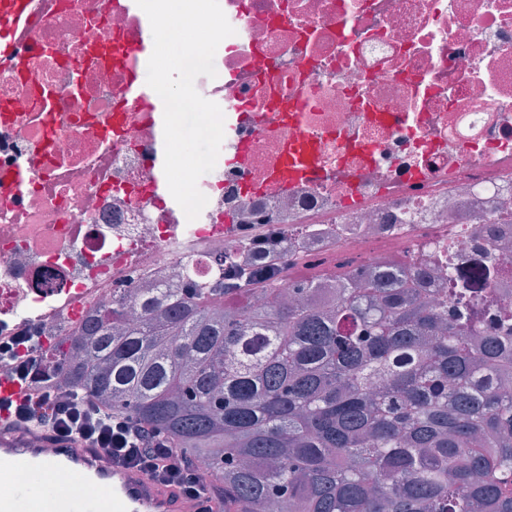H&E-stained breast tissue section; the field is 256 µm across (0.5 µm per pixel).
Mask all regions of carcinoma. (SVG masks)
<instances>
[{"mask_svg": "<svg viewBox=\"0 0 512 512\" xmlns=\"http://www.w3.org/2000/svg\"><path fill=\"white\" fill-rule=\"evenodd\" d=\"M224 286L141 299L90 318L56 381L160 429L222 487L224 512H512V317L457 291L430 305L397 267L355 272L319 306L224 307Z\"/></svg>", "mask_w": 512, "mask_h": 512, "instance_id": "1", "label": "carcinoma"}]
</instances>
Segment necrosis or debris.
<instances>
[{
	"label": "necrosis or debris",
	"instance_id": "1",
	"mask_svg": "<svg viewBox=\"0 0 512 512\" xmlns=\"http://www.w3.org/2000/svg\"><path fill=\"white\" fill-rule=\"evenodd\" d=\"M0 63V335L221 278L277 246L270 287L398 262L436 307L448 266L512 255V0H223L234 29L201 95L224 114L208 203L161 185L164 105L138 89L152 32L132 0H45ZM316 146V178L274 179Z\"/></svg>",
	"mask_w": 512,
	"mask_h": 512
}]
</instances>
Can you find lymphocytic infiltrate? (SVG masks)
<instances>
[{
    "label": "lymphocytic infiltrate",
    "instance_id": "obj_1",
    "mask_svg": "<svg viewBox=\"0 0 512 512\" xmlns=\"http://www.w3.org/2000/svg\"><path fill=\"white\" fill-rule=\"evenodd\" d=\"M36 339L22 336L0 342V361L10 364L15 376L34 392L35 401L57 397V388L35 356ZM42 427L57 437H80L92 441L119 467H135L150 479L178 489L196 501L197 512H212L213 498L203 472L169 443L161 432L152 431L131 418L101 406L89 393L67 390Z\"/></svg>",
    "mask_w": 512,
    "mask_h": 512
}]
</instances>
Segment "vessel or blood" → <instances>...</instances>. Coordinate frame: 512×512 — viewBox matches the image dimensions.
<instances>
[{"label":"vessel or blood","instance_id":"obj_1","mask_svg":"<svg viewBox=\"0 0 512 512\" xmlns=\"http://www.w3.org/2000/svg\"><path fill=\"white\" fill-rule=\"evenodd\" d=\"M42 0H0V61L20 54L18 37L28 29L31 14ZM29 463L34 479L0 496V512H103L111 497L114 512H196L193 502L149 479L135 468H118L98 449L79 437L56 440L37 426L16 428L0 409V482L16 461ZM66 470L90 484V491L70 497L57 495L52 473Z\"/></svg>","mask_w":512,"mask_h":512}]
</instances>
